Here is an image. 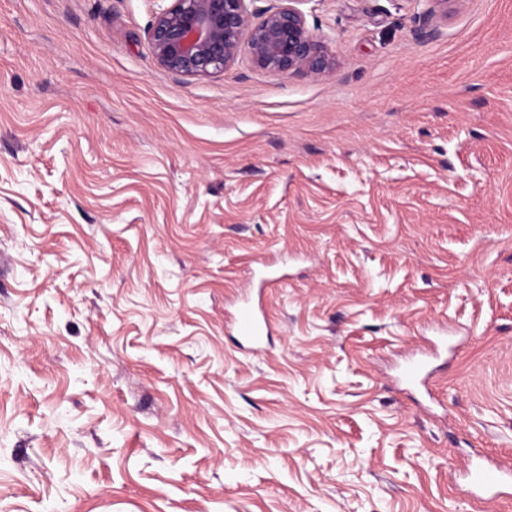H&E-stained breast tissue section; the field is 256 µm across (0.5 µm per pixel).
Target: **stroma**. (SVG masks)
Returning a JSON list of instances; mask_svg holds the SVG:
<instances>
[{
    "label": "stroma",
    "mask_w": 512,
    "mask_h": 512,
    "mask_svg": "<svg viewBox=\"0 0 512 512\" xmlns=\"http://www.w3.org/2000/svg\"><path fill=\"white\" fill-rule=\"evenodd\" d=\"M161 6L0 0V512H512V0H304L324 75ZM148 40L158 65L172 73L202 76L233 64L242 48L260 68L277 73L331 71L326 42L306 25L298 5L282 3L257 24L246 2L253 0H162ZM237 322L238 331L241 336H244L254 341L255 343H259L261 341L263 327L255 312L251 308H242L239 312ZM468 471L480 500L491 503L504 496H511V461H502L493 468L471 462Z\"/></svg>",
    "instance_id": "obj_1"
}]
</instances>
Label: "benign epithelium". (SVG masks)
Masks as SVG:
<instances>
[{
	"mask_svg": "<svg viewBox=\"0 0 512 512\" xmlns=\"http://www.w3.org/2000/svg\"><path fill=\"white\" fill-rule=\"evenodd\" d=\"M248 0H168L148 29L158 65L172 73L202 76L233 64L242 49L260 68L277 73L331 71L326 42L306 25L298 5L282 4L257 24Z\"/></svg>",
	"mask_w": 512,
	"mask_h": 512,
	"instance_id": "obj_1",
	"label": "benign epithelium"
}]
</instances>
